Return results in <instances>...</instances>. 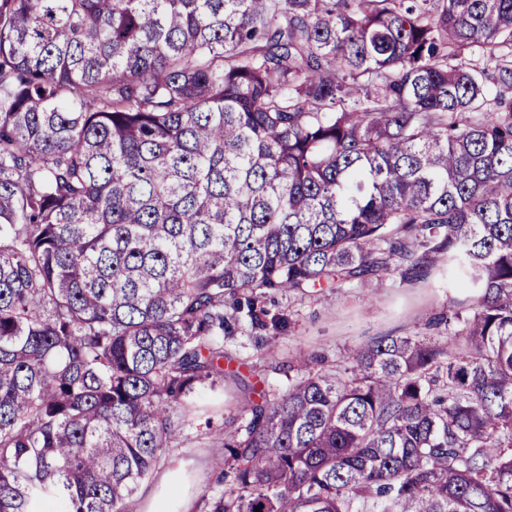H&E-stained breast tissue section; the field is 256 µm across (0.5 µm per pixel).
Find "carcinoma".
Instances as JSON below:
<instances>
[{
    "label": "carcinoma",
    "mask_w": 512,
    "mask_h": 512,
    "mask_svg": "<svg viewBox=\"0 0 512 512\" xmlns=\"http://www.w3.org/2000/svg\"><path fill=\"white\" fill-rule=\"evenodd\" d=\"M445 261L205 512H512V0H0V512H121L266 293Z\"/></svg>",
    "instance_id": "cac0c4a2"
}]
</instances>
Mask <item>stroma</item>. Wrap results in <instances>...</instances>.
<instances>
[{"mask_svg": "<svg viewBox=\"0 0 512 512\" xmlns=\"http://www.w3.org/2000/svg\"><path fill=\"white\" fill-rule=\"evenodd\" d=\"M453 294L444 266L431 268L425 278L416 281L373 278L335 290H314L303 297L277 292L269 295L263 306L288 320L287 333L245 327L225 337L224 355L246 383L280 392L297 376L291 367L297 354H305L319 368L332 370L345 349L373 337L426 335L427 323L447 313ZM246 396L243 385L230 380L223 389L198 392V412L186 421L182 443L174 450L181 463V496L194 500L201 491L217 494L224 490V480L211 466L213 457L223 455L224 445L209 438L205 424L210 421L218 426L235 416Z\"/></svg>", "mask_w": 512, "mask_h": 512, "instance_id": "obj_1", "label": "stroma"}]
</instances>
